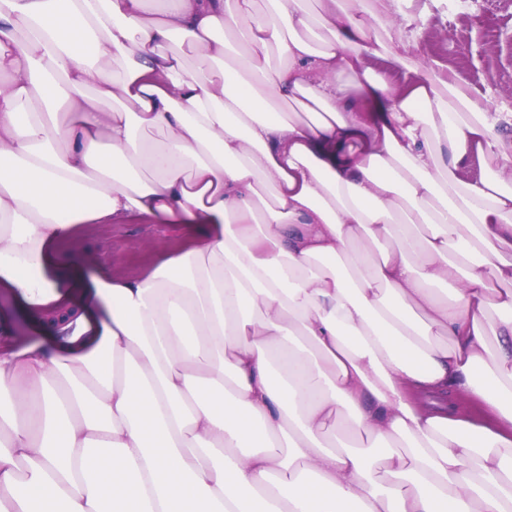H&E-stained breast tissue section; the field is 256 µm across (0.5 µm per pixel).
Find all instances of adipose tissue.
<instances>
[{
	"mask_svg": "<svg viewBox=\"0 0 512 512\" xmlns=\"http://www.w3.org/2000/svg\"><path fill=\"white\" fill-rule=\"evenodd\" d=\"M391 24L0 0V289L74 321L0 315V512H512V113ZM134 221L190 246L125 279L55 250ZM9 310L14 313V336L19 342L41 339L43 334L22 312L17 309L15 300L4 291H0V311Z\"/></svg>",
	"mask_w": 512,
	"mask_h": 512,
	"instance_id": "obj_1",
	"label": "adipose tissue"
}]
</instances>
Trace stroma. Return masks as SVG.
I'll list each match as a JSON object with an SVG mask.
<instances>
[{
  "mask_svg": "<svg viewBox=\"0 0 512 512\" xmlns=\"http://www.w3.org/2000/svg\"><path fill=\"white\" fill-rule=\"evenodd\" d=\"M393 11L424 13L414 56L435 59L489 111L512 107V0H395ZM181 224H81L59 251L77 252L86 274L104 262L113 277L147 274L190 242Z\"/></svg>",
  "mask_w": 512,
  "mask_h": 512,
  "instance_id": "stroma-1",
  "label": "stroma"
}]
</instances>
